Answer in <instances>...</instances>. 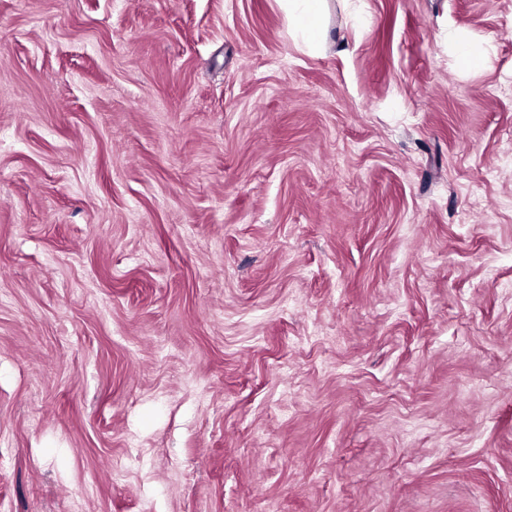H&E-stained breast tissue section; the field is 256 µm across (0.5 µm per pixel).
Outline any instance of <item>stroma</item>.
Masks as SVG:
<instances>
[{
    "instance_id": "35a3bbf8",
    "label": "stroma",
    "mask_w": 512,
    "mask_h": 512,
    "mask_svg": "<svg viewBox=\"0 0 512 512\" xmlns=\"http://www.w3.org/2000/svg\"><path fill=\"white\" fill-rule=\"evenodd\" d=\"M0 512H512V0H0ZM288 10L297 37L308 47L314 48L326 34L325 0H280Z\"/></svg>"
}]
</instances>
